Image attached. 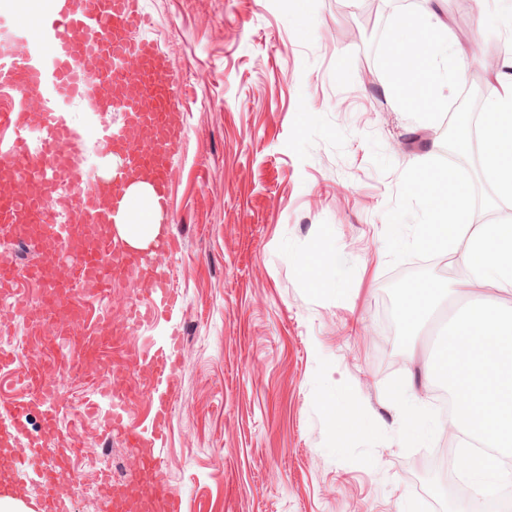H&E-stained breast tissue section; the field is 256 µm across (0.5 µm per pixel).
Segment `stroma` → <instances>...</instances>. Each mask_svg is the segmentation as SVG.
I'll use <instances>...</instances> for the list:
<instances>
[{"label":"stroma","instance_id":"obj_1","mask_svg":"<svg viewBox=\"0 0 512 512\" xmlns=\"http://www.w3.org/2000/svg\"><path fill=\"white\" fill-rule=\"evenodd\" d=\"M145 33L175 77L185 133L171 161L170 301L135 328L138 355L177 334L181 390L156 453L182 512H448L455 485L440 436L409 434L386 390L427 364L449 293L410 337L403 289L451 282L458 248L390 265L385 213L402 171L432 159L447 121L395 103L371 46L402 6L384 0H141ZM462 83L479 101L512 77V0L461 13L439 0ZM500 55L496 74L479 56ZM399 153H389L391 143ZM16 370L41 358L19 313L0 305ZM112 379L69 380L52 446L77 447L70 512H113L101 471L129 450L101 427ZM366 431L335 439L331 418ZM35 460L13 467L21 512L41 498Z\"/></svg>","mask_w":512,"mask_h":512}]
</instances>
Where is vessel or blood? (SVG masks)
Returning <instances> with one entry per match:
<instances>
[{
	"instance_id": "1",
	"label": "vessel or blood",
	"mask_w": 512,
	"mask_h": 512,
	"mask_svg": "<svg viewBox=\"0 0 512 512\" xmlns=\"http://www.w3.org/2000/svg\"><path fill=\"white\" fill-rule=\"evenodd\" d=\"M144 26L140 0H64L60 10L40 19L34 34L17 17L0 14L1 38L30 41V50L23 55L0 49V87L12 88L20 100L15 111L0 113V129L13 132L8 144L0 147V175H8L11 182L9 189L0 188V298L25 315L29 334L38 337L43 319L60 312L73 287L101 299L131 273H139L146 283L127 308L124 331H116L108 316H94L72 341L78 351L74 359L63 354L61 341L47 340L45 362L28 368L23 376V398L0 411L2 447L49 450L61 412L48 397L50 372L62 365L73 376L83 375L87 357H100L110 349L119 353L128 331L147 311L168 302L170 271L164 264L172 248L168 232H161L144 254L119 250L106 237L89 239L88 226L111 223L122 194L115 185L91 181L80 161L83 135L66 123L59 110L60 105L79 102L94 114L124 113L122 126L99 129L101 146L105 152L120 154L128 169L147 174L159 211H166L170 161L184 125L168 61L144 35ZM35 98L43 105L34 111L27 102ZM34 129L42 133L37 146L28 138ZM30 238L37 242L39 258L22 269L12 246ZM23 281L42 286L39 300H31L20 289ZM109 371L114 379L109 395L112 416L103 429L120 435L128 447L140 449L138 471L148 494L132 511L111 481H103L101 495L112 501L115 512H180L161 460L144 451L146 443L161 438L169 406L180 392L174 342L132 362L119 355ZM144 372L150 374L155 390L154 417L141 426L128 414L146 388L139 381ZM30 410L39 413L43 424L36 436L24 423ZM68 475L69 458L57 453L40 473V512H65L55 487Z\"/></svg>"
}]
</instances>
